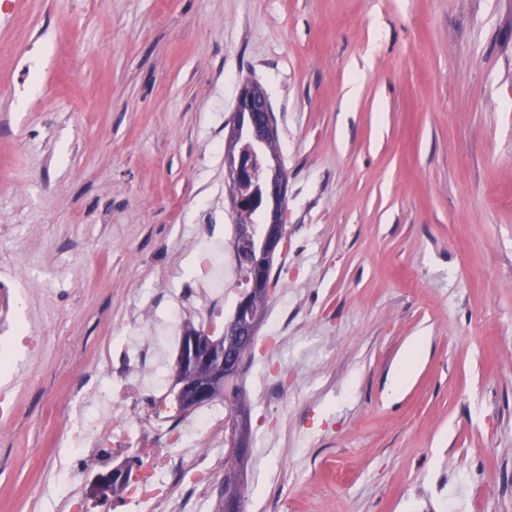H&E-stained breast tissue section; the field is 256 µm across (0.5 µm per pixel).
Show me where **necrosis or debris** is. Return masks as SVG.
I'll return each mask as SVG.
<instances>
[{"label":"necrosis or debris","mask_w":512,"mask_h":512,"mask_svg":"<svg viewBox=\"0 0 512 512\" xmlns=\"http://www.w3.org/2000/svg\"><path fill=\"white\" fill-rule=\"evenodd\" d=\"M244 275L237 251L229 247L201 258L193 283L159 292V302L172 307L170 318L139 321L135 343L107 346L80 372L88 413L72 422L59 469L69 488L67 512H90L79 488L85 474L115 448L136 449L144 458L121 493L129 512H212V478L224 467V411L182 417L168 405L157 369L178 340L192 298L207 304L205 328L223 332L224 290Z\"/></svg>","instance_id":"obj_1"}]
</instances>
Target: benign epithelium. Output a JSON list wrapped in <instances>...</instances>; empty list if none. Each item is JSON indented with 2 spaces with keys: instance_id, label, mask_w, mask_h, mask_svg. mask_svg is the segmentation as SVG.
Returning a JSON list of instances; mask_svg holds the SVG:
<instances>
[{
  "instance_id": "1",
  "label": "benign epithelium",
  "mask_w": 512,
  "mask_h": 512,
  "mask_svg": "<svg viewBox=\"0 0 512 512\" xmlns=\"http://www.w3.org/2000/svg\"><path fill=\"white\" fill-rule=\"evenodd\" d=\"M240 112L248 115L260 142L266 145L277 142V126L268 94L261 84L252 81L241 84L235 107V113ZM270 194L278 199L280 210H285L287 188L282 178H271ZM283 244V225L273 216L266 226L264 248L252 259L254 286L264 284L270 259ZM259 324L258 318H235L225 327L224 336L219 340L200 331L184 332L174 373L175 384L179 385L176 401L183 410L207 405L223 396L224 376H234L241 371ZM250 436V411L244 405L231 419L228 454L240 462L248 458L251 454Z\"/></svg>"
}]
</instances>
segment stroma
Wrapping results in <instances>:
<instances>
[{
	"label": "stroma",
	"mask_w": 512,
	"mask_h": 512,
	"mask_svg": "<svg viewBox=\"0 0 512 512\" xmlns=\"http://www.w3.org/2000/svg\"><path fill=\"white\" fill-rule=\"evenodd\" d=\"M247 79L288 320L238 379L245 512H512V0H0V275L40 338L0 368V512H42L75 367L235 223ZM240 112H246L260 142L265 145L273 143V145L268 147L256 143L250 136L245 124L241 123L240 144L251 149V152L255 151L262 156L264 166L258 175V179L261 177L262 184L266 186L267 190L264 173L271 174L276 172L284 176V171L281 167L276 144H274L278 140L277 126L271 113L268 94L261 84L252 81L241 84L236 99L233 123L229 130V141L236 136L237 118Z\"/></svg>",
	"instance_id": "stroma-1"
}]
</instances>
